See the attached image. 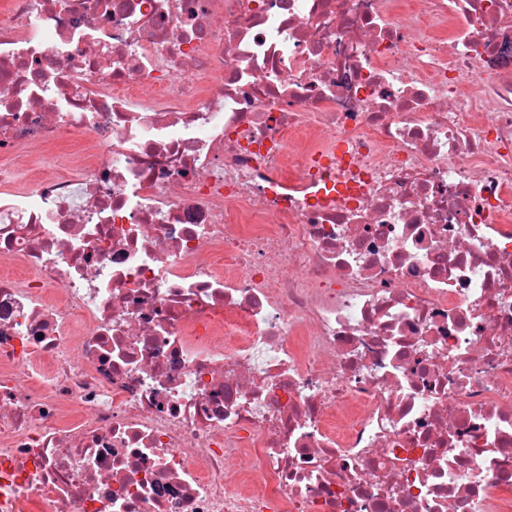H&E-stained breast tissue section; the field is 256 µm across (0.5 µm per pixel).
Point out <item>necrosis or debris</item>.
Instances as JSON below:
<instances>
[{
	"label": "necrosis or debris",
	"instance_id": "1",
	"mask_svg": "<svg viewBox=\"0 0 512 512\" xmlns=\"http://www.w3.org/2000/svg\"><path fill=\"white\" fill-rule=\"evenodd\" d=\"M0 512H512V0H0Z\"/></svg>",
	"mask_w": 512,
	"mask_h": 512
}]
</instances>
